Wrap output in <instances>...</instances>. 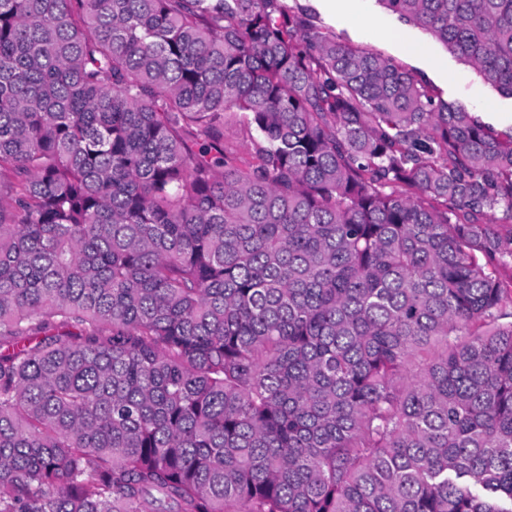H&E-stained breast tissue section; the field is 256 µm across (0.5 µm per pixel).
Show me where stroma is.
<instances>
[{
	"instance_id": "obj_1",
	"label": "stroma",
	"mask_w": 512,
	"mask_h": 512,
	"mask_svg": "<svg viewBox=\"0 0 512 512\" xmlns=\"http://www.w3.org/2000/svg\"><path fill=\"white\" fill-rule=\"evenodd\" d=\"M288 4L310 13L322 31L351 46L395 60L435 87L444 99L484 113L495 126H503L512 116L511 98L501 96L426 30L404 21L379 0H359L351 13L330 9L326 0H288ZM394 29L403 33V40L391 37Z\"/></svg>"
}]
</instances>
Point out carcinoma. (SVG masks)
<instances>
[{
    "instance_id": "cac0c4a2",
    "label": "carcinoma",
    "mask_w": 512,
    "mask_h": 512,
    "mask_svg": "<svg viewBox=\"0 0 512 512\" xmlns=\"http://www.w3.org/2000/svg\"><path fill=\"white\" fill-rule=\"evenodd\" d=\"M504 267L512 133L286 0H0V512H512Z\"/></svg>"
}]
</instances>
